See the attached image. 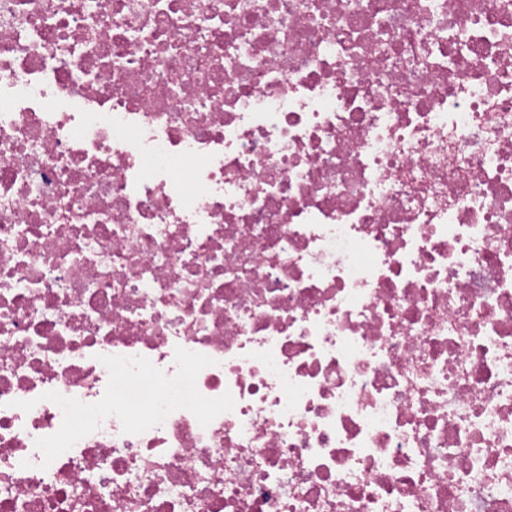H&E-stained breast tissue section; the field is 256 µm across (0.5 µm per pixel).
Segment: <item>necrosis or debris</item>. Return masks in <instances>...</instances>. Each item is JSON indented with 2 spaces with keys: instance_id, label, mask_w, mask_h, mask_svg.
I'll list each match as a JSON object with an SVG mask.
<instances>
[{
  "instance_id": "obj_1",
  "label": "necrosis or debris",
  "mask_w": 512,
  "mask_h": 512,
  "mask_svg": "<svg viewBox=\"0 0 512 512\" xmlns=\"http://www.w3.org/2000/svg\"><path fill=\"white\" fill-rule=\"evenodd\" d=\"M0 512H512V0H0Z\"/></svg>"
}]
</instances>
